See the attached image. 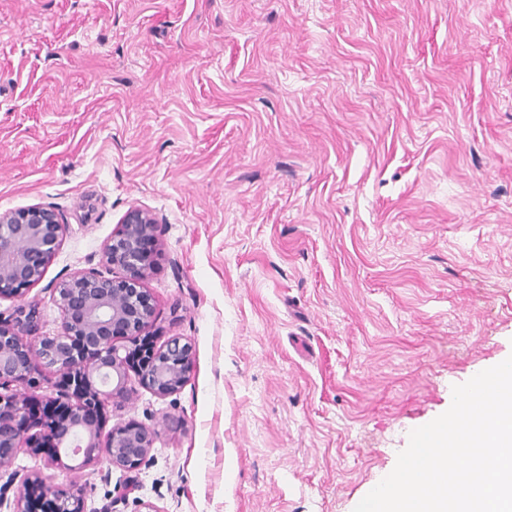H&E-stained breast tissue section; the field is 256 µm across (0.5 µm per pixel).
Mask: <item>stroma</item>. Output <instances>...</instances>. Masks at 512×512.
Wrapping results in <instances>:
<instances>
[{
	"label": "stroma",
	"mask_w": 512,
	"mask_h": 512,
	"mask_svg": "<svg viewBox=\"0 0 512 512\" xmlns=\"http://www.w3.org/2000/svg\"><path fill=\"white\" fill-rule=\"evenodd\" d=\"M55 209L24 299L103 269L158 217L155 344L191 343L164 398L130 374L104 428L157 430L84 512H353L452 388L512 356V0H0V212Z\"/></svg>",
	"instance_id": "1"
}]
</instances>
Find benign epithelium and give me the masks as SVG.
I'll list each match as a JSON object with an SVG mask.
<instances>
[{
  "label": "benign epithelium",
  "instance_id": "obj_1",
  "mask_svg": "<svg viewBox=\"0 0 512 512\" xmlns=\"http://www.w3.org/2000/svg\"><path fill=\"white\" fill-rule=\"evenodd\" d=\"M158 218L134 208L104 247L105 270L95 268L62 278L55 288L62 331L36 336L34 310L19 308L16 316L0 319V470L10 467L23 448L44 455L48 467L68 469L61 449L79 439L83 463L104 453L119 469L142 465L154 443V433L138 426L111 429L91 415L127 393L128 371L119 338L141 335L154 313L145 281L151 270L147 241L157 242ZM64 225L50 207L33 205L0 214V297L21 298L38 284L61 246ZM120 275H114V271ZM32 340L25 341L23 337ZM43 367L72 382V396H38ZM193 367L192 346L175 337L160 346L140 373L142 384L160 397L181 388ZM38 490L54 502V512H81L80 489L60 492L40 474L27 479L16 512H29L28 492Z\"/></svg>",
  "mask_w": 512,
  "mask_h": 512
}]
</instances>
